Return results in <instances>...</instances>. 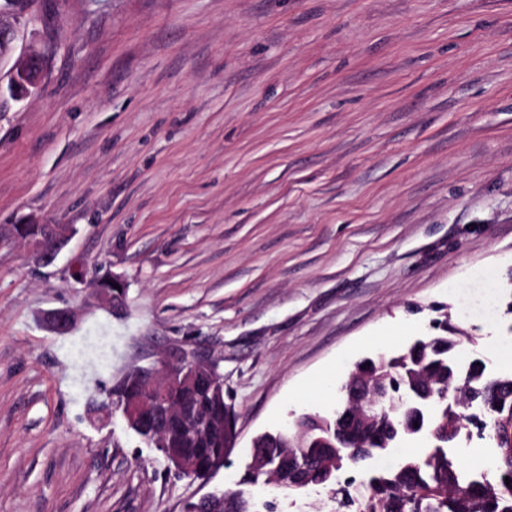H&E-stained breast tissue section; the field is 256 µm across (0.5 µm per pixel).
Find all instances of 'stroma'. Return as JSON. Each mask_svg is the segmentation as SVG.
Returning a JSON list of instances; mask_svg holds the SVG:
<instances>
[{
  "label": "stroma",
  "instance_id": "35a3bbf8",
  "mask_svg": "<svg viewBox=\"0 0 512 512\" xmlns=\"http://www.w3.org/2000/svg\"><path fill=\"white\" fill-rule=\"evenodd\" d=\"M46 3L19 39L41 88L0 112V226L69 240L47 266L0 242V512H184L438 306L512 369V0ZM191 352L234 417L205 482L107 396ZM107 277H102L95 281L96 287L99 284V280ZM113 284H118L119 289H115ZM96 295L98 299L113 313H119L125 306L126 288L124 283L112 275V278L102 282L97 290Z\"/></svg>",
  "mask_w": 512,
  "mask_h": 512
}]
</instances>
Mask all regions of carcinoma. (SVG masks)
Wrapping results in <instances>:
<instances>
[{"instance_id": "1", "label": "carcinoma", "mask_w": 512, "mask_h": 512, "mask_svg": "<svg viewBox=\"0 0 512 512\" xmlns=\"http://www.w3.org/2000/svg\"><path fill=\"white\" fill-rule=\"evenodd\" d=\"M44 224H14L8 234L35 242L45 236ZM0 229V238L4 237ZM439 334L417 340L396 354L381 353L355 364L337 388L333 415L303 414L288 429L263 432L252 442L251 454L262 453L264 466L249 462L239 484L259 481L290 494L328 489L336 512H512V372L489 373L479 356L463 359L462 332L451 319L435 323ZM380 380L395 387L404 404L372 416L361 405L346 407L343 388L353 381ZM109 396L122 407L138 396L151 409L139 426L129 428L145 441L165 449L171 463L192 453L205 468L224 459L225 434L219 429L199 438L167 423L165 410L190 402L181 386L157 399L142 385L117 384ZM482 426L478 439L495 448L488 467L468 473L449 448L462 434ZM406 440L425 450L391 468L375 462ZM224 512H256L241 490L224 492Z\"/></svg>"}]
</instances>
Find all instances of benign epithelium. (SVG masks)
I'll use <instances>...</instances> for the list:
<instances>
[{
	"label": "benign epithelium",
	"mask_w": 512,
	"mask_h": 512,
	"mask_svg": "<svg viewBox=\"0 0 512 512\" xmlns=\"http://www.w3.org/2000/svg\"><path fill=\"white\" fill-rule=\"evenodd\" d=\"M43 19L44 12L40 6V0H35V4L24 13L5 25L0 24V46L6 50V53H12L15 50L20 29L35 26ZM4 54L0 53V59ZM44 67L45 56L39 51L31 48L24 52L10 75L7 87L0 86V112L8 107V101L20 102L39 88ZM66 242L65 234L52 232L49 242L34 250L36 261L42 264L53 262ZM96 295L112 313L121 312L125 306L126 288L124 283L116 277L102 282L96 290ZM46 323L55 333L65 335L73 325V315L68 310H54L47 314ZM131 373L143 382L146 389L160 394L167 391L172 384V379L179 374L182 375V382L186 387H194L207 396L223 394V386L217 384L219 373L216 364L195 353L187 354L160 368L135 366L131 368V372L124 373L123 378H128ZM174 470L180 477L199 478L197 462L189 456L178 458ZM223 506L224 499L207 494L199 498L197 504L190 505L187 512H201L203 509L206 512H223Z\"/></svg>",
	"instance_id": "benign-epithelium-1"
}]
</instances>
